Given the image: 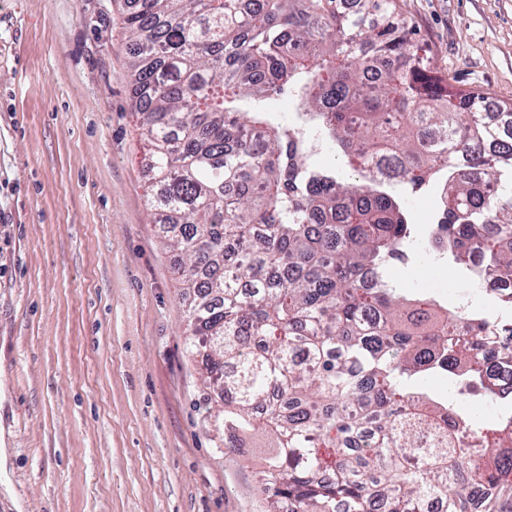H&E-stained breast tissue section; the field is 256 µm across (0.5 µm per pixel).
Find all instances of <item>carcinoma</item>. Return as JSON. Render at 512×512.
<instances>
[{
  "mask_svg": "<svg viewBox=\"0 0 512 512\" xmlns=\"http://www.w3.org/2000/svg\"><path fill=\"white\" fill-rule=\"evenodd\" d=\"M129 2L151 223L193 295L186 345L224 441L267 436L268 512H475L471 481L481 512H512V394L483 353L496 340L512 370V291L495 314L447 311L389 279L415 253L403 195L435 188L430 249L512 281V105L448 89L399 0ZM307 126L350 178L310 163ZM436 373L508 412L479 425L413 389Z\"/></svg>",
  "mask_w": 512,
  "mask_h": 512,
  "instance_id": "cac0c4a2",
  "label": "carcinoma"
}]
</instances>
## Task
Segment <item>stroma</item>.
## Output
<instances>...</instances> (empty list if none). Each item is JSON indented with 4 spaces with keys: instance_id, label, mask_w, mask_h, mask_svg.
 <instances>
[{
    "instance_id": "35a3bbf8",
    "label": "stroma",
    "mask_w": 512,
    "mask_h": 512,
    "mask_svg": "<svg viewBox=\"0 0 512 512\" xmlns=\"http://www.w3.org/2000/svg\"><path fill=\"white\" fill-rule=\"evenodd\" d=\"M123 0H0V512H267L185 349ZM434 71L512 104V0H401ZM408 295L496 312L420 252Z\"/></svg>"
}]
</instances>
